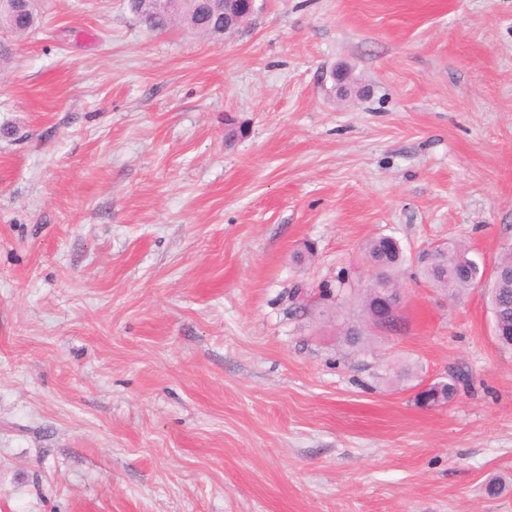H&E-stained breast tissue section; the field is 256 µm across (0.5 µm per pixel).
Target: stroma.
I'll return each mask as SVG.
<instances>
[{
	"label": "stroma",
	"mask_w": 512,
	"mask_h": 512,
	"mask_svg": "<svg viewBox=\"0 0 512 512\" xmlns=\"http://www.w3.org/2000/svg\"><path fill=\"white\" fill-rule=\"evenodd\" d=\"M35 10L0 35V512H512V351L414 262L512 245V0ZM379 235L401 327L357 351L323 295ZM131 10L136 13L145 26L152 31H166L177 19L184 22L189 31L212 35L211 30L219 31L224 27V12L232 21L241 26L256 12V0H225L220 2L191 1L188 8L174 4L161 14L146 0H130ZM364 256L374 266L381 267L384 272V285L394 288L397 284L398 271L404 262L402 249L389 247L384 237H374L364 245Z\"/></svg>",
	"instance_id": "stroma-1"
}]
</instances>
